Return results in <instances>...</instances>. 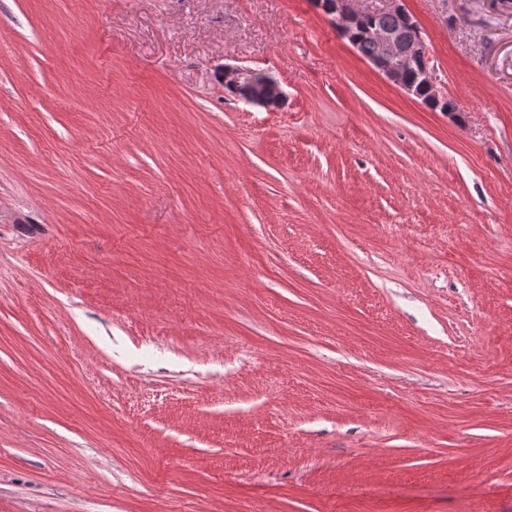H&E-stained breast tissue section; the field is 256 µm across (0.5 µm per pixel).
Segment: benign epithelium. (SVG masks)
<instances>
[{
    "instance_id": "7a95c632",
    "label": "benign epithelium",
    "mask_w": 512,
    "mask_h": 512,
    "mask_svg": "<svg viewBox=\"0 0 512 512\" xmlns=\"http://www.w3.org/2000/svg\"><path fill=\"white\" fill-rule=\"evenodd\" d=\"M316 4L330 18L331 22L344 31L358 19L365 16L366 11L358 7V0H316ZM377 46L379 55L370 59L388 82L412 97H420L421 91L428 90L435 100L445 102L449 97L441 91L436 83L422 36H417L416 44L406 47L401 44L398 33L377 22L371 24L366 32ZM417 65L418 83L404 80V72L412 65ZM221 82L226 88L246 87L251 90L244 99L249 105L261 106L266 109L279 107L285 92L280 83L263 76L262 71L249 67L224 64L220 66Z\"/></svg>"
}]
</instances>
